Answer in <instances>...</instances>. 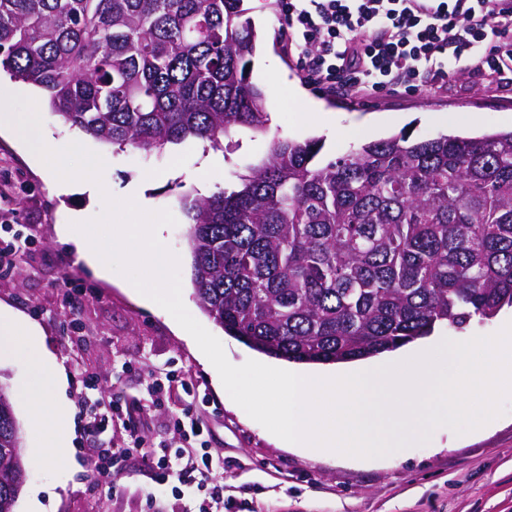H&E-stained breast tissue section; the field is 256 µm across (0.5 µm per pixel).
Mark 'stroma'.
Returning <instances> with one entry per match:
<instances>
[{"mask_svg":"<svg viewBox=\"0 0 512 512\" xmlns=\"http://www.w3.org/2000/svg\"><path fill=\"white\" fill-rule=\"evenodd\" d=\"M247 16L258 34L250 76L265 92L267 102L297 86L316 111L321 125H308L301 109L282 106L267 133L237 128L216 151L212 172L215 190L238 186L240 176L266 158L273 138L324 142L323 158H332L360 144L405 132L412 138H433L462 127L466 115L478 123L462 127L464 135L512 129V73L487 80L472 78L466 62L454 65L448 81L413 92L383 90L359 98L329 94L311 85L280 39L282 0H245ZM42 127L54 139L79 138L82 145L109 159L112 194L122 197L128 183H142L154 209H167L176 219L165 227L163 243L179 257L182 300L190 314L223 344L234 365L253 359L288 368V361L261 354L229 336L197 306L190 281L182 210L185 194H197L202 142L189 140L178 150L148 154L119 151L78 129L63 124L41 104ZM14 177L11 202L0 207V243L17 235L31 244L14 257L9 273L0 274V311L35 323L38 343L64 368L57 397L71 432L62 461L41 448L39 436L24 433L28 477L15 504L27 512L31 492H38L45 512H147L156 498L167 512H192L193 498L173 496L158 485L155 473L130 456L111 485L95 480L96 437L86 428L82 412L89 398L135 399L148 422V443H171L178 435L172 417L192 409L211 433L214 481L224 487V512H512V401L488 431L458 436L448 428L434 431L428 444L413 446L376 460L311 456L283 447L227 394L220 377L192 337L183 335L168 313L143 302L127 289L116 272L100 277L75 246L58 234L75 211L84 219L97 216L101 204L78 194H61L47 181L21 142L0 133V172ZM81 280L77 299L66 293L67 277ZM186 374L198 386L195 397L175 390L165 407L150 395L154 380L166 373ZM33 374L28 353L0 362V384L8 386L14 414L26 423L28 406L21 394ZM98 379L97 391L82 384L85 375Z\"/></svg>","mask_w":512,"mask_h":512,"instance_id":"obj_1","label":"stroma"}]
</instances>
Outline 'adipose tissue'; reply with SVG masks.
Wrapping results in <instances>:
<instances>
[{
    "label": "adipose tissue",
    "mask_w": 512,
    "mask_h": 512,
    "mask_svg": "<svg viewBox=\"0 0 512 512\" xmlns=\"http://www.w3.org/2000/svg\"><path fill=\"white\" fill-rule=\"evenodd\" d=\"M36 334L35 327L0 314V358L15 354L18 337H26V348L34 364L33 376L24 388L31 406V429L44 437L46 447L58 458L62 455L68 423L61 408L51 401L50 394L57 388L62 369L56 359L40 350Z\"/></svg>",
    "instance_id": "ef3b65f1"
}]
</instances>
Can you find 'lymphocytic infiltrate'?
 Returning <instances> with one entry per match:
<instances>
[{"mask_svg":"<svg viewBox=\"0 0 512 512\" xmlns=\"http://www.w3.org/2000/svg\"><path fill=\"white\" fill-rule=\"evenodd\" d=\"M281 37L306 79L328 91L366 97L382 85L414 88L448 77L450 62L469 57L475 74L512 72V0H286ZM129 433L126 454H137L159 485L193 486L197 512H224V490L212 479L210 433L191 410L174 417L176 449L155 450L141 436L139 408L110 401L90 427L104 435L115 418ZM98 476L111 481L126 454L99 446Z\"/></svg>","mask_w":512,"mask_h":512,"instance_id":"f902f5d3","label":"lymphocytic infiltrate"}]
</instances>
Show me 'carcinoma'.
I'll return each mask as SVG.
<instances>
[{
	"label": "carcinoma",
	"instance_id": "cac0c4a2",
	"mask_svg": "<svg viewBox=\"0 0 512 512\" xmlns=\"http://www.w3.org/2000/svg\"><path fill=\"white\" fill-rule=\"evenodd\" d=\"M244 0H0V66L121 149L268 131ZM275 138L238 189L187 207L200 310L272 358L374 357L512 307V131L398 134L320 161ZM0 390V512L25 477Z\"/></svg>",
	"mask_w": 512,
	"mask_h": 512
}]
</instances>
